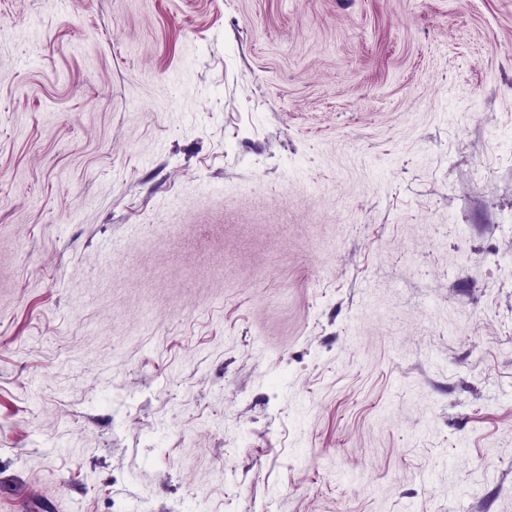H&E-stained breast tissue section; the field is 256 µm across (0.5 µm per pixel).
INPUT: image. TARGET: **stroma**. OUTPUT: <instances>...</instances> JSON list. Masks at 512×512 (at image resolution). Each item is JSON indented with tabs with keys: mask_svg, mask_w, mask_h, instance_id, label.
Segmentation results:
<instances>
[{
	"mask_svg": "<svg viewBox=\"0 0 512 512\" xmlns=\"http://www.w3.org/2000/svg\"><path fill=\"white\" fill-rule=\"evenodd\" d=\"M0 512H512V0H0Z\"/></svg>",
	"mask_w": 512,
	"mask_h": 512,
	"instance_id": "1",
	"label": "stroma"
}]
</instances>
